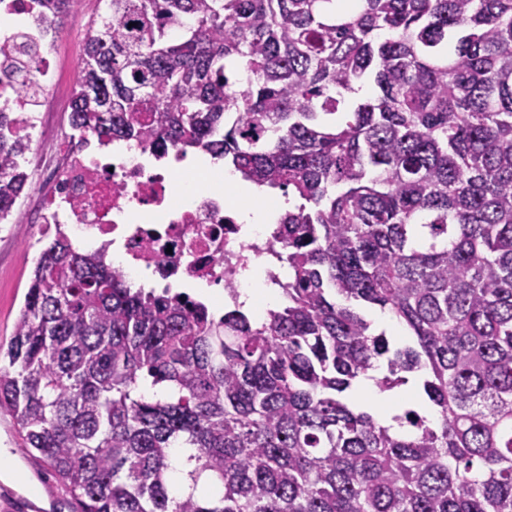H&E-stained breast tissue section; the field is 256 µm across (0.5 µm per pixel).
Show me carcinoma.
I'll use <instances>...</instances> for the list:
<instances>
[{
	"label": "carcinoma",
	"instance_id": "carcinoma-1",
	"mask_svg": "<svg viewBox=\"0 0 512 512\" xmlns=\"http://www.w3.org/2000/svg\"><path fill=\"white\" fill-rule=\"evenodd\" d=\"M57 29L85 0H36ZM70 123L288 195L286 303L127 283L64 236L0 411L72 512H512V0H93ZM376 93L360 97L365 87ZM0 111V222L31 143ZM392 315L408 341L363 313ZM420 374L391 431L347 393Z\"/></svg>",
	"mask_w": 512,
	"mask_h": 512
}]
</instances>
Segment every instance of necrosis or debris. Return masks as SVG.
<instances>
[{"label":"necrosis or debris","mask_w":512,"mask_h":512,"mask_svg":"<svg viewBox=\"0 0 512 512\" xmlns=\"http://www.w3.org/2000/svg\"><path fill=\"white\" fill-rule=\"evenodd\" d=\"M24 40L43 48L56 42L57 32L37 24L31 0H0V100H11L12 127L22 137L43 129L58 83L45 56L18 68ZM22 73L38 87L37 98L19 94ZM58 137L64 151L56 159L30 157L45 187L35 218L41 233L64 224L78 244L111 246L113 265L129 278L186 288L252 287L249 273L271 248L268 225L241 223L224 191L177 149L156 168L149 147L129 144L105 159L91 139L70 129Z\"/></svg>","instance_id":"1"}]
</instances>
